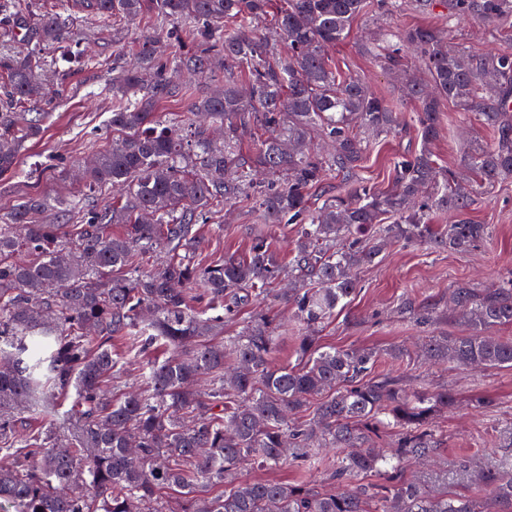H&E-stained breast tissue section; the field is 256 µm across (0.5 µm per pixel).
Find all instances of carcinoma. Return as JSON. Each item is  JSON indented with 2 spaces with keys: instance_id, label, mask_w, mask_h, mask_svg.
<instances>
[{
  "instance_id": "1",
  "label": "carcinoma",
  "mask_w": 512,
  "mask_h": 512,
  "mask_svg": "<svg viewBox=\"0 0 512 512\" xmlns=\"http://www.w3.org/2000/svg\"><path fill=\"white\" fill-rule=\"evenodd\" d=\"M367 0H54L37 36L0 51V176L15 172L24 144L41 136L45 113L17 124L13 106L39 93L44 50L64 42L75 11L108 21L154 14L189 22L196 51L163 62L155 42L112 76L119 95L108 124L112 143L84 169L85 193L63 203L28 197L0 217V512H512V455L480 464L443 463L433 481L412 479V463L439 451L435 417L456 403L446 389L408 394L400 381L372 375L371 349L326 348L316 329L357 289L351 270L388 243L467 252L488 235L466 211L482 190L512 179V52L471 55L431 27L388 30L369 53L402 72L418 106L421 147L394 164L389 189L355 179L370 139L399 130L393 105L366 78L328 63ZM29 0H0L3 22H17ZM477 16L494 25L512 0H451L448 23ZM239 23L231 32L226 23ZM284 44L278 50L274 43ZM419 53L429 85L402 68L401 47ZM224 57V88L178 81L183 69L207 73ZM190 114L224 127L220 141L201 130L179 137L157 118L172 98ZM445 101L473 112L493 142L466 162L463 182L432 150ZM335 145L320 155L311 133ZM253 142L255 154L242 150ZM340 173L349 190L324 182ZM123 194L95 203L96 193ZM326 194L310 205L312 193ZM253 199L267 224H298L291 262L263 239L243 257L203 264L197 225L212 209ZM60 208L61 224L34 216ZM434 211L448 224L431 223ZM394 218L390 224L386 219ZM121 224V233L112 225ZM166 259L147 274L144 262ZM299 324L297 359L275 365L274 318L258 313L220 342L224 316L258 302L274 282ZM465 336H432L429 360L512 367V280L496 288L452 290ZM126 359L157 346L169 357L136 389L112 392ZM206 376L207 388H194ZM398 435L394 453L371 447L380 430ZM336 449L327 482L240 480L247 465L303 473ZM376 475V483L352 480ZM464 491L448 494V476ZM218 493L204 497L199 487Z\"/></svg>"
}]
</instances>
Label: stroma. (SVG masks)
Returning a JSON list of instances; mask_svg holds the SVG:
<instances>
[{
  "instance_id": "35a3bbf8",
  "label": "stroma",
  "mask_w": 512,
  "mask_h": 512,
  "mask_svg": "<svg viewBox=\"0 0 512 512\" xmlns=\"http://www.w3.org/2000/svg\"><path fill=\"white\" fill-rule=\"evenodd\" d=\"M447 15L448 0H432L423 14L409 8L394 15L369 9L356 18L348 38L336 45L330 58L339 72L367 76L379 93L399 99L396 74L368 55L365 42L384 30L411 25L439 27ZM171 26V21L152 15L134 24L118 19L105 27L94 16L77 13L70 26L71 38L79 42L88 63L68 64L60 59L61 48L46 50L41 87L51 103L46 108L45 129L39 139L26 142L15 174L0 177V216L28 196L49 194L66 200L83 193L82 183L74 176L76 165L87 163L112 138L107 123L112 96L102 93L103 83L133 61L143 37H159V56L167 58L170 50L163 37ZM450 39L473 55L512 51V25L496 34L480 18L471 16L453 28ZM401 117L399 130L372 141L356 173L357 178L381 190L390 186L395 162L420 148L414 105H403ZM441 127L434 146L438 162L458 175H467L466 156L478 145L491 143L492 129L473 113L450 103L441 114ZM467 215L472 223L488 227L489 235L480 247L456 252L388 245L374 262L355 271L356 293L318 333L325 346L380 352L376 374L402 378L409 392L445 388L454 393L457 408L437 421L440 445L451 462L491 452L512 453V369H466L448 361L434 363L423 356L426 337L461 336L466 331L451 301L457 284L494 288L512 279V180L486 188ZM297 231L294 224L264 223L250 201L215 210L200 229L212 255L245 254L261 235L285 260L292 256ZM407 301L418 308L435 309L438 320H416L402 309ZM393 347L407 350L414 364L387 357V350Z\"/></svg>"
}]
</instances>
